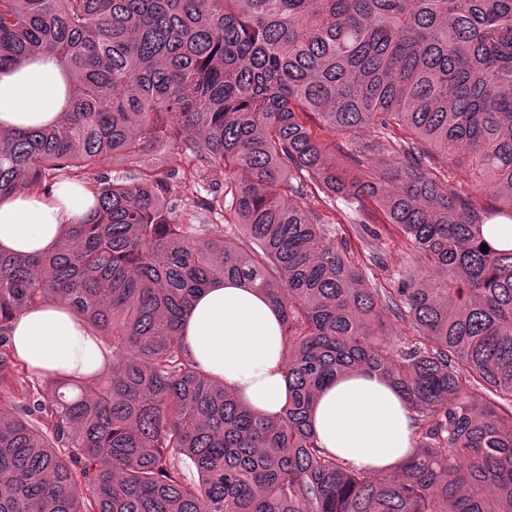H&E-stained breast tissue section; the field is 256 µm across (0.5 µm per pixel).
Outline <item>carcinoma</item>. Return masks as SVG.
<instances>
[{
  "label": "carcinoma",
  "instance_id": "cac0c4a2",
  "mask_svg": "<svg viewBox=\"0 0 512 512\" xmlns=\"http://www.w3.org/2000/svg\"><path fill=\"white\" fill-rule=\"evenodd\" d=\"M34 52L74 95L48 127L0 130V196L69 180L95 205L52 252L0 253V388L26 401L0 413V512H512V250L481 251L512 224V0H0V68ZM159 144L164 174L99 172ZM214 171L210 217L178 222L182 181ZM340 203L362 251L336 238ZM378 211L418 264L387 287ZM217 280L281 313L276 417L183 343ZM54 301L111 358L37 386L10 320ZM351 370L415 414L397 471L346 465L310 425ZM484 234L486 240L496 249H512V224H487Z\"/></svg>",
  "mask_w": 512,
  "mask_h": 512
}]
</instances>
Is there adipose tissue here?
Returning a JSON list of instances; mask_svg holds the SVG:
<instances>
[{
	"mask_svg": "<svg viewBox=\"0 0 512 512\" xmlns=\"http://www.w3.org/2000/svg\"><path fill=\"white\" fill-rule=\"evenodd\" d=\"M72 97L73 85L56 59L33 53L0 70V127L47 126ZM93 205L86 186L66 181L47 193L1 198L0 252L53 251L60 235ZM181 336L200 370L244 405L271 416L283 411L290 386L281 316L264 294L232 281L211 285L191 302ZM11 338L17 356L38 376H90L110 357L99 337L61 302L20 312ZM310 421L322 447L357 468L396 470L412 454L413 412L388 382L363 371L325 386Z\"/></svg>",
	"mask_w": 512,
	"mask_h": 512,
	"instance_id": "1",
	"label": "adipose tissue"
}]
</instances>
